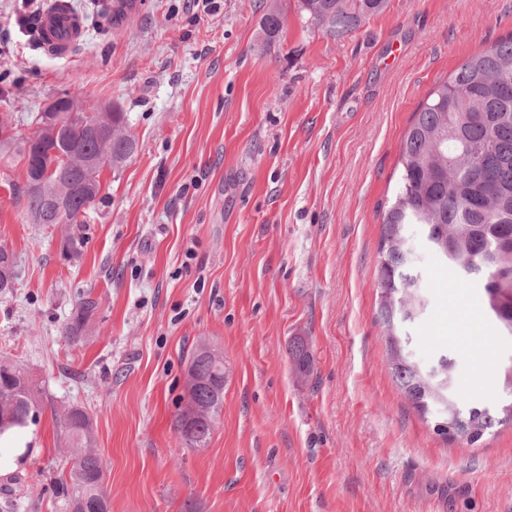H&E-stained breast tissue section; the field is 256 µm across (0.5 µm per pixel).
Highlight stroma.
<instances>
[{
    "instance_id": "obj_1",
    "label": "stroma",
    "mask_w": 512,
    "mask_h": 512,
    "mask_svg": "<svg viewBox=\"0 0 512 512\" xmlns=\"http://www.w3.org/2000/svg\"><path fill=\"white\" fill-rule=\"evenodd\" d=\"M87 42L46 55L0 0V116L31 137L33 113L76 94L126 115L137 150L103 171L80 224L29 223L0 164V246L17 280L0 295V356L45 393L37 445L0 476V512H65L54 413L86 410L107 460L110 512H512V427L445 441L390 373L377 317L380 224L412 114L469 55L512 35V0H388L336 38L300 0H146L132 25L108 0H70ZM83 238L64 256L66 235ZM424 313L406 330L423 363L448 356L460 403L503 398L512 338L477 288L424 246ZM84 341L63 328L84 293ZM221 350L224 405L206 447L174 425L198 342ZM304 342L309 373L290 351ZM260 28L266 41L276 40L283 28L279 9L273 5L267 7L261 16Z\"/></svg>"
}]
</instances>
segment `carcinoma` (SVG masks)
I'll use <instances>...</instances> for the list:
<instances>
[{
	"instance_id": "1",
	"label": "carcinoma",
	"mask_w": 512,
	"mask_h": 512,
	"mask_svg": "<svg viewBox=\"0 0 512 512\" xmlns=\"http://www.w3.org/2000/svg\"><path fill=\"white\" fill-rule=\"evenodd\" d=\"M387 0H301V8L334 37H341L370 16L382 12ZM266 41L278 38L282 14L271 5L260 21ZM112 136L94 139L87 126L75 121L64 128L63 138L79 153L99 157L94 168L61 164L48 168L50 153L63 143L50 139L38 144L15 135L10 120L0 119V156H16L25 168L18 188L31 224H77L101 194L103 170H118L135 147L125 133L126 116L112 113ZM401 171L392 201L381 224L377 287L378 317L384 328L392 377L425 422H452L456 440L479 443L498 426H512V402L491 410L479 402L466 406L459 420H450L454 367L448 356L429 371L412 354L404 326L425 309L426 300L411 290L415 260L409 244L410 226L424 228L429 247L454 271L483 291V310L501 335L512 336V250L496 252L495 267L502 277L488 282L489 270L480 260L495 252L503 237L512 238V36L474 53L436 84L421 102L400 144ZM45 183L33 193V182ZM93 182L90 191L87 182ZM15 279L13 255L0 248V293L8 294ZM99 302L82 296L64 327L73 343L85 338ZM197 344L189 356V369L198 382L190 388L197 408L193 417L180 412L176 430L184 445L208 444L212 434L209 413L219 414L224 404V354ZM43 393L28 371L9 359H0V418L9 427H23L42 408ZM66 437V456L72 459L67 479L59 485L68 512H107L110 490L104 487L106 463L93 446L92 420L82 408L69 406L56 414Z\"/></svg>"
}]
</instances>
